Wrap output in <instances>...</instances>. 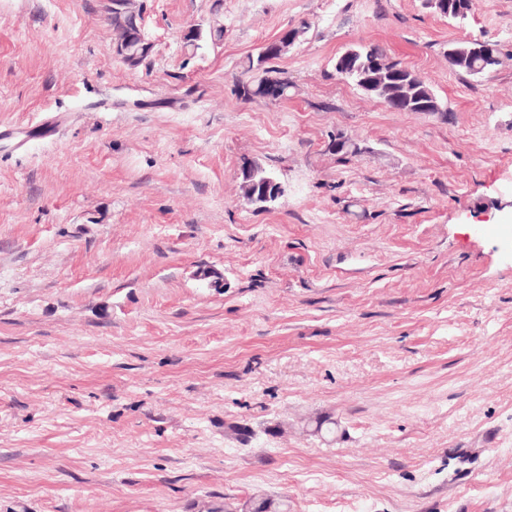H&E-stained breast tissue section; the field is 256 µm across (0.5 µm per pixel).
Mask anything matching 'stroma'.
I'll list each match as a JSON object with an SVG mask.
<instances>
[{
  "instance_id": "35a3bbf8",
  "label": "stroma",
  "mask_w": 512,
  "mask_h": 512,
  "mask_svg": "<svg viewBox=\"0 0 512 512\" xmlns=\"http://www.w3.org/2000/svg\"><path fill=\"white\" fill-rule=\"evenodd\" d=\"M136 3L132 68L112 0H0V512H512V0ZM359 44L442 111L338 80ZM448 53L452 55H459L462 53L470 54V55H480L483 58V63L479 59H475L471 63H459L453 62L448 59V65L454 70L462 71L471 75H477L487 71H490L495 66L498 65V62L501 61L499 57L490 53L486 50L485 44L481 40H475L471 38H462L460 40H456L453 44L449 45ZM480 66V68H479ZM479 68V71H478ZM265 59L257 58L255 65L254 59H248V65L246 66V73H252V75L245 82L239 83L237 87L238 94L244 99H252L255 97L266 98L264 96L263 89L269 83H271L270 73L274 72L270 68L263 67V64L278 59L280 56L267 48ZM257 169V178L261 176H265L262 178L261 182V192L259 194L252 195L248 201L252 204L258 205L259 208H266L270 203L275 202L282 193L281 185L275 181L270 176H267L265 172L256 165Z\"/></svg>"
}]
</instances>
